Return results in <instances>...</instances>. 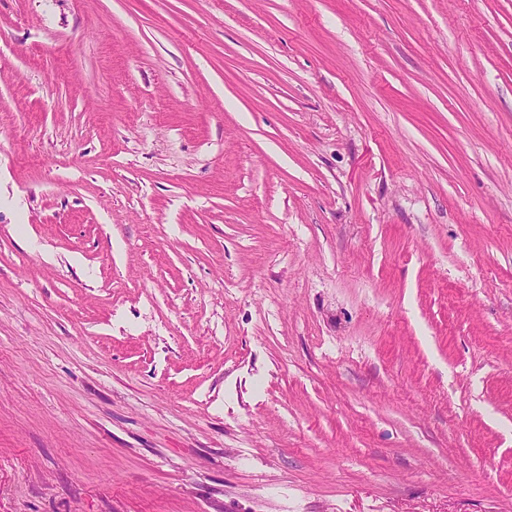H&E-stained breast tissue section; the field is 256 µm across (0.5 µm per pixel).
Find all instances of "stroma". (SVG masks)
Instances as JSON below:
<instances>
[{
  "label": "stroma",
  "instance_id": "obj_1",
  "mask_svg": "<svg viewBox=\"0 0 512 512\" xmlns=\"http://www.w3.org/2000/svg\"><path fill=\"white\" fill-rule=\"evenodd\" d=\"M0 512H512V0H0Z\"/></svg>",
  "mask_w": 512,
  "mask_h": 512
}]
</instances>
